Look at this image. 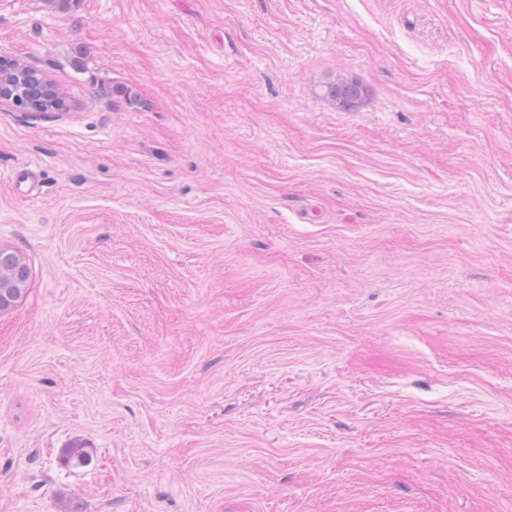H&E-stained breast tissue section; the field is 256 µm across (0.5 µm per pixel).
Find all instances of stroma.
<instances>
[{"label": "stroma", "mask_w": 512, "mask_h": 512, "mask_svg": "<svg viewBox=\"0 0 512 512\" xmlns=\"http://www.w3.org/2000/svg\"><path fill=\"white\" fill-rule=\"evenodd\" d=\"M0 56L68 104L0 111V512H512V0H0ZM323 97L342 110H353L365 99L366 89L363 84L353 78L338 75L323 85ZM24 288L21 281L7 269L0 270V311H6L17 304Z\"/></svg>", "instance_id": "stroma-1"}]
</instances>
